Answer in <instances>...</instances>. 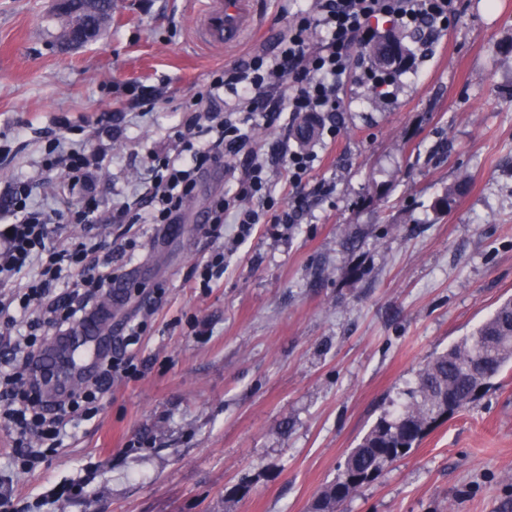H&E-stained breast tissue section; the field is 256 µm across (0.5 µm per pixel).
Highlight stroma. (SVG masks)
Segmentation results:
<instances>
[{
	"label": "stroma",
	"mask_w": 512,
	"mask_h": 512,
	"mask_svg": "<svg viewBox=\"0 0 512 512\" xmlns=\"http://www.w3.org/2000/svg\"><path fill=\"white\" fill-rule=\"evenodd\" d=\"M313 0H254L237 46L201 44L197 0H112L97 42L56 46L49 0H0V189L52 191L42 166L60 117L100 157L102 211L131 200L147 149L168 141L211 72L273 52ZM447 28H403L412 57L388 95L355 44L334 139L301 186L277 151L288 114L250 131L277 199L304 196L298 224L255 226L236 243L199 230L228 187L197 182L167 237L144 225L136 274L115 309L143 323L140 373L116 380L62 454L25 464L0 425V498L12 512H311L340 464L415 375L512 296V0H459ZM150 87L153 111L131 103ZM468 188L448 212L449 186ZM327 192H320V185ZM224 251L214 288L186 287ZM81 483L83 495L56 497ZM345 512H512V366L471 407L360 488Z\"/></svg>",
	"instance_id": "obj_1"
}]
</instances>
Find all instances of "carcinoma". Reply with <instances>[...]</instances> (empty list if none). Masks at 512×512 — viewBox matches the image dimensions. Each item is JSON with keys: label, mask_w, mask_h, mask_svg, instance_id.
<instances>
[{"label": "carcinoma", "mask_w": 512, "mask_h": 512, "mask_svg": "<svg viewBox=\"0 0 512 512\" xmlns=\"http://www.w3.org/2000/svg\"><path fill=\"white\" fill-rule=\"evenodd\" d=\"M112 21V0H96L90 10L85 0H71L55 37L61 41L75 26L102 32ZM462 186L454 185L439 197L435 208L449 211ZM512 363V298L466 337L428 361L417 373L409 400L392 414L380 417L347 455L336 480L314 504V512H338L361 487L371 483L388 465L408 455L440 421L474 403L493 385L502 369Z\"/></svg>", "instance_id": "cac0c4a2"}]
</instances>
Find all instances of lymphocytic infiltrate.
Instances as JSON below:
<instances>
[{
  "instance_id": "lymphocytic-infiltrate-1",
  "label": "lymphocytic infiltrate",
  "mask_w": 512,
  "mask_h": 512,
  "mask_svg": "<svg viewBox=\"0 0 512 512\" xmlns=\"http://www.w3.org/2000/svg\"><path fill=\"white\" fill-rule=\"evenodd\" d=\"M456 0H316L313 12L290 25L280 56L255 53L244 69H217L205 98L219 90L235 89L251 121L273 120L288 112L292 121L310 123L319 134L336 137L332 119L341 81L351 66L355 42L369 43L383 23L447 26L456 19ZM324 44L310 45L314 35ZM290 81L287 97L276 87ZM45 168L62 171V185L81 200L73 212L83 225L82 236L59 246L58 212L35 204L30 182L18 180L0 195V416L16 434V444L28 448L32 439L45 442L49 453L64 446L68 425L91 419L100 399L112 387V375L135 374L124 350L137 344L142 325L130 326L120 339L121 350L106 356L84 385L47 402L36 369L46 342L42 328L65 336L108 297L125 260L136 255L137 239L128 237L117 255L102 253L96 230L103 221L135 226L175 223L201 172L223 163L225 153L246 152L247 159L229 191L207 215L202 231L211 238L224 235V222L233 219L237 240H245L256 224L291 228L303 212V198L279 204L273 197L267 163L249 146L248 132L230 113L208 106L194 107L180 121L171 147L147 152V187L134 204L117 208L103 218L93 194L91 155L84 140L63 136L46 143Z\"/></svg>"
}]
</instances>
